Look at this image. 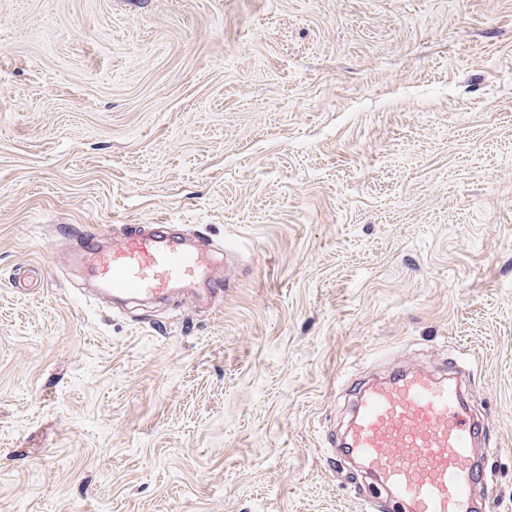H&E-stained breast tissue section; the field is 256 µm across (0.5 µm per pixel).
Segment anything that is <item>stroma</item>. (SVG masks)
<instances>
[{"label":"stroma","mask_w":512,"mask_h":512,"mask_svg":"<svg viewBox=\"0 0 512 512\" xmlns=\"http://www.w3.org/2000/svg\"><path fill=\"white\" fill-rule=\"evenodd\" d=\"M128 224L247 273L113 308ZM448 356L512 512V0H0V512H377L344 387Z\"/></svg>","instance_id":"stroma-1"}]
</instances>
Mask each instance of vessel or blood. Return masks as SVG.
Segmentation results:
<instances>
[{
    "instance_id": "obj_1",
    "label": "vessel or blood",
    "mask_w": 512,
    "mask_h": 512,
    "mask_svg": "<svg viewBox=\"0 0 512 512\" xmlns=\"http://www.w3.org/2000/svg\"><path fill=\"white\" fill-rule=\"evenodd\" d=\"M81 259L107 291L162 296L176 283L202 281L212 298L230 279L216 272L213 249L187 245L163 225L126 227L109 252L81 232ZM452 365L402 367L360 386L342 445L389 496L394 512H477L487 483L485 417L473 414Z\"/></svg>"
}]
</instances>
